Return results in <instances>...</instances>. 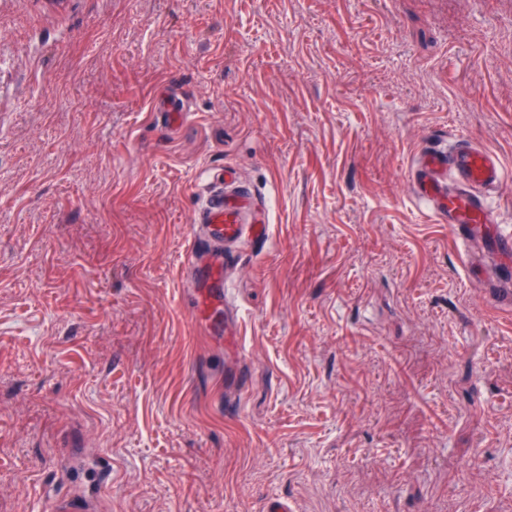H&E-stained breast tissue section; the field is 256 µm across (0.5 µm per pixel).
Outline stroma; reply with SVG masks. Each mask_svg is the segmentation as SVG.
Segmentation results:
<instances>
[{
    "mask_svg": "<svg viewBox=\"0 0 512 512\" xmlns=\"http://www.w3.org/2000/svg\"><path fill=\"white\" fill-rule=\"evenodd\" d=\"M510 70L512 0H0V512H512V309L409 182L484 145L512 232ZM219 165L270 221L230 355L182 274ZM151 112L155 121L167 129H174L191 115L185 98L164 92L154 99Z\"/></svg>",
    "mask_w": 512,
    "mask_h": 512,
    "instance_id": "35a3bbf8",
    "label": "stroma"
}]
</instances>
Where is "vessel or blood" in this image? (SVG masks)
<instances>
[{"label": "vessel or blood", "instance_id": "vessel-or-blood-1", "mask_svg": "<svg viewBox=\"0 0 512 512\" xmlns=\"http://www.w3.org/2000/svg\"><path fill=\"white\" fill-rule=\"evenodd\" d=\"M151 112L158 124L173 129L188 119L190 108L185 98L167 91L154 99ZM502 177L494 151L463 139L448 147H427L412 171L414 194L428 204L435 220L463 238L489 239L499 266L507 267L512 265V235L494 229L490 194ZM210 184L199 221L189 230L183 275L193 290L196 315H223L224 330L232 336L239 315L225 290L227 273L239 263L242 246L265 241L267 207L230 170L212 172Z\"/></svg>", "mask_w": 512, "mask_h": 512}]
</instances>
